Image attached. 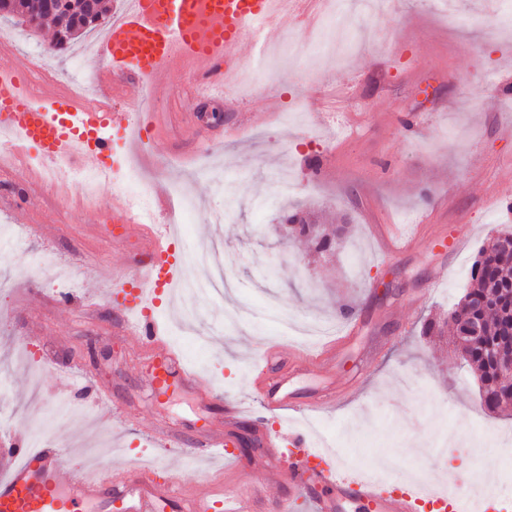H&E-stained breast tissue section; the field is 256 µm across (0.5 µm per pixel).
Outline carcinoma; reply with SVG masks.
I'll use <instances>...</instances> for the list:
<instances>
[{
    "label": "carcinoma",
    "instance_id": "cac0c4a2",
    "mask_svg": "<svg viewBox=\"0 0 512 512\" xmlns=\"http://www.w3.org/2000/svg\"><path fill=\"white\" fill-rule=\"evenodd\" d=\"M0 18L32 29L44 21L51 22L55 28L51 48L62 53L106 16L102 0H0ZM287 220L288 234L308 239L320 253L333 252L341 245L319 224H307L295 214L287 216ZM509 238L512 239V232L498 236L479 252L470 271L472 287L444 318L424 324V333L433 335L456 325L462 317H475L481 322L483 336L468 352L466 362L475 365L482 405L492 412L512 404V392L502 381L497 365L482 355L483 347L490 344L501 347L505 358L512 354V341L506 337L512 332V253L501 244V240Z\"/></svg>",
    "mask_w": 512,
    "mask_h": 512
}]
</instances>
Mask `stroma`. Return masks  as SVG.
<instances>
[{
	"label": "stroma",
	"instance_id": "stroma-1",
	"mask_svg": "<svg viewBox=\"0 0 512 512\" xmlns=\"http://www.w3.org/2000/svg\"><path fill=\"white\" fill-rule=\"evenodd\" d=\"M492 3L485 10L479 0H457L445 16L433 0H344L313 53L301 49L303 26L286 21L241 44L254 87L209 102L206 123L194 121L199 105L177 76L172 94L152 101L132 87L113 101L118 112H158L161 131H142L137 161L148 181L184 186L193 197L185 254L217 242L234 278L226 297L205 300L211 315L197 331L170 334L182 361L203 374L199 387L157 393L121 307L86 304L111 288L113 272L134 271L142 247L139 225L118 243L102 230L122 222L112 186L91 197L68 184L49 189L22 174L19 158H0V226L17 235L0 251V282L8 284L0 292V439L22 440L40 427L64 445L67 467L152 472L165 458L186 489L234 493L238 474L267 468L264 448L195 465L160 449L151 432L168 428L190 448L222 421L221 400L256 409L249 363L267 344L279 345L287 363L289 349L302 344L276 334L275 313L301 327H333L339 305L353 302L356 337L334 362L289 384L301 400L344 396L334 411L310 417L317 434L350 452L357 473L401 482L416 469L438 481L469 468L502 473L499 446L512 444V408L485 409L451 335L422 333L463 296L479 249L512 231V20L501 0ZM380 26L398 31L395 48L374 42ZM2 34L63 81L107 61L94 51L100 27L58 55L48 52L51 27L0 21ZM464 87L479 96V108L463 105ZM299 98L307 112L280 124V110ZM279 176L294 182L291 194H278ZM230 194L235 208L213 223V208ZM285 207L347 226L340 251L319 256L305 239L284 237ZM408 216L425 240L379 265L377 225ZM459 224L470 233L455 254L430 240ZM62 269L74 282L64 303L53 288ZM440 427L455 439L447 456L421 453Z\"/></svg>",
	"mask_w": 512,
	"mask_h": 512
}]
</instances>
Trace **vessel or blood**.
<instances>
[{
  "label": "vessel or blood",
  "mask_w": 512,
  "mask_h": 512,
  "mask_svg": "<svg viewBox=\"0 0 512 512\" xmlns=\"http://www.w3.org/2000/svg\"><path fill=\"white\" fill-rule=\"evenodd\" d=\"M208 25L196 18L195 0H169L158 11L154 0H138L127 10L124 0H115L113 24L99 49L109 55L107 65L97 68L92 81L103 90L139 84L151 95L165 93L157 83L163 73H183L192 82L197 99H207L219 89L224 74L236 62L241 43L250 38L251 24L260 20L265 30L280 28L282 20L270 13L269 0H212ZM33 67L30 57L7 54L0 58V126L18 133L26 145L55 161L60 171L77 165L103 170L113 140L134 147L136 139L126 114L99 107L85 112L80 102L46 84L47 107L33 106L23 82ZM184 260L175 254L169 225L145 245L134 274L112 280L113 290L123 291L122 308L131 317L129 330L143 350L154 359V380L168 388L171 378L199 382L197 371L179 361L163 322L150 310L160 292L169 290L183 274ZM253 386L264 409L288 410L302 417L333 407V399L320 397L305 403L294 400L282 380L274 375L273 356L253 365ZM294 448L281 477L287 494L275 507H268L262 480L246 478L235 498L217 492H189L175 476L166 482L143 480L139 469L130 467L121 480L90 477L83 471L61 470L59 449L12 444V466L0 478V512H83L85 505L121 504L123 512H293L304 502L308 512H346L349 505L367 506L370 512H512V504L488 495L474 497L471 490L448 483L441 492L421 495L394 487L376 476L348 472L343 453L327 454L316 448L303 429L293 430ZM230 435L213 429L203 434L194 448L185 451L189 460L227 455Z\"/></svg>",
  "instance_id": "obj_1"
}]
</instances>
